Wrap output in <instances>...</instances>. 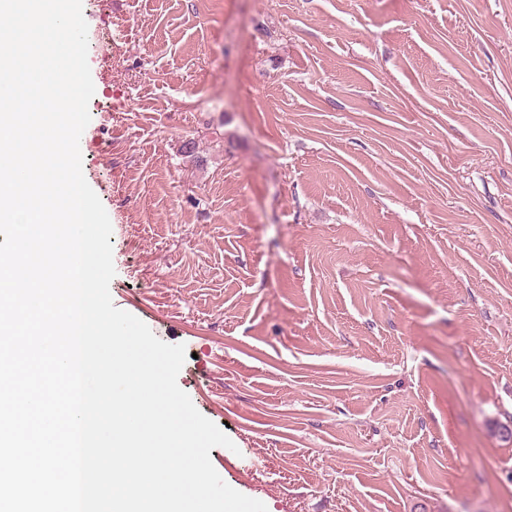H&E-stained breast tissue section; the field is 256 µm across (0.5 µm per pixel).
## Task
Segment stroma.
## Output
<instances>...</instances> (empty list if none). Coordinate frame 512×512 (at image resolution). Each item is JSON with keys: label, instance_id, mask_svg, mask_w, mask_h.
Here are the masks:
<instances>
[{"label": "stroma", "instance_id": "35a3bbf8", "mask_svg": "<svg viewBox=\"0 0 512 512\" xmlns=\"http://www.w3.org/2000/svg\"><path fill=\"white\" fill-rule=\"evenodd\" d=\"M115 307L267 512H512V0H82Z\"/></svg>", "mask_w": 512, "mask_h": 512}]
</instances>
